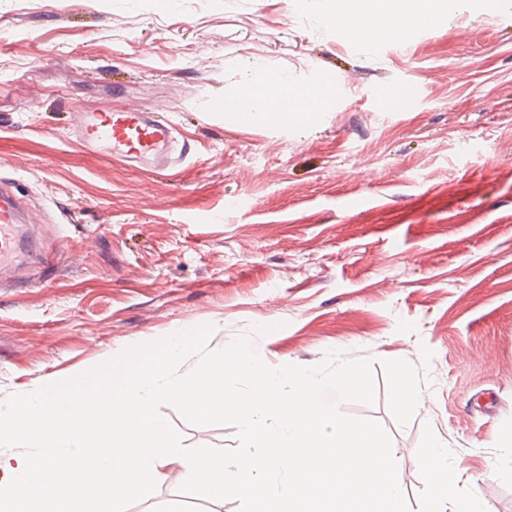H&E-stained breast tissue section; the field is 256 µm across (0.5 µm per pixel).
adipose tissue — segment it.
I'll use <instances>...</instances> for the list:
<instances>
[{
	"mask_svg": "<svg viewBox=\"0 0 512 512\" xmlns=\"http://www.w3.org/2000/svg\"><path fill=\"white\" fill-rule=\"evenodd\" d=\"M336 12L352 38L364 36L372 30L387 33L395 28L402 31L412 29L436 16L430 0H338ZM329 94L326 88L290 89L284 82H271L258 76L247 81L235 98L239 101L253 100L254 114L264 119L276 123H301L308 120L309 115L297 109V102L312 100L321 104Z\"/></svg>",
	"mask_w": 512,
	"mask_h": 512,
	"instance_id": "adipose-tissue-1",
	"label": "adipose tissue"
}]
</instances>
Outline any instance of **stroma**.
Returning <instances> with one entry per match:
<instances>
[{"label": "stroma", "mask_w": 512, "mask_h": 512, "mask_svg": "<svg viewBox=\"0 0 512 512\" xmlns=\"http://www.w3.org/2000/svg\"><path fill=\"white\" fill-rule=\"evenodd\" d=\"M440 0L432 29L339 36L333 0H0V178L37 241L0 271V405L114 353L212 325L270 367L334 350L372 361L374 404L410 512L429 447L452 490L512 512V0ZM329 85L307 122L212 109L252 75ZM418 90L413 106L387 90ZM136 106L172 120L178 175L78 147L81 116ZM406 369L422 406L395 405ZM493 393L495 410L479 407ZM162 413L184 446L230 425ZM128 512H239L176 483Z\"/></svg>", "instance_id": "obj_1"}]
</instances>
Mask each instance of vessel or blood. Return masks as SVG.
I'll return each mask as SVG.
<instances>
[{
  "label": "vessel or blood",
  "mask_w": 512,
  "mask_h": 512,
  "mask_svg": "<svg viewBox=\"0 0 512 512\" xmlns=\"http://www.w3.org/2000/svg\"><path fill=\"white\" fill-rule=\"evenodd\" d=\"M76 140L85 148H102L110 154L145 165L155 171L177 168L171 125L157 113L135 107L93 111L83 115ZM28 202L7 181L0 182V268L11 264L20 241L26 236Z\"/></svg>",
  "instance_id": "obj_1"
}]
</instances>
